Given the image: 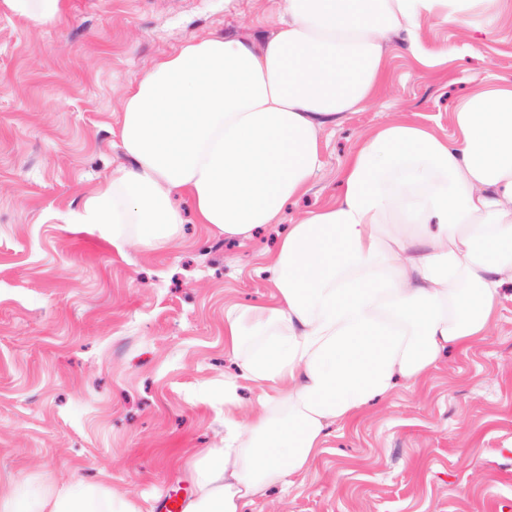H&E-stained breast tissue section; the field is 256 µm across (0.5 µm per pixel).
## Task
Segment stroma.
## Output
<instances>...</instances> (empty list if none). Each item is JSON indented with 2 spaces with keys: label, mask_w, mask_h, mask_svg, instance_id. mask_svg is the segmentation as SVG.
<instances>
[{
  "label": "stroma",
  "mask_w": 512,
  "mask_h": 512,
  "mask_svg": "<svg viewBox=\"0 0 512 512\" xmlns=\"http://www.w3.org/2000/svg\"><path fill=\"white\" fill-rule=\"evenodd\" d=\"M66 4L44 27L0 13V496L81 480L158 512L194 493L183 458L222 443L224 406L203 389L235 370L224 313L266 300L261 255L287 226L228 238L185 200L174 246L120 252L67 214L125 164L122 98L150 64L192 37L266 30L277 0ZM422 40L456 59L425 71L395 51L376 100L325 135L323 167L288 217L336 195L377 125L449 130L462 96L512 78V22L429 25ZM244 512H512V302L489 339L331 428L311 475Z\"/></svg>",
  "instance_id": "1"
}]
</instances>
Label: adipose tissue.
<instances>
[{"label": "adipose tissue", "mask_w": 512, "mask_h": 512, "mask_svg": "<svg viewBox=\"0 0 512 512\" xmlns=\"http://www.w3.org/2000/svg\"><path fill=\"white\" fill-rule=\"evenodd\" d=\"M65 0H0L42 27ZM266 31L185 41L123 97L128 164L82 198L73 221L162 248L186 197L198 223L229 238L282 220L322 166V135L373 102L401 45L431 68L457 55L421 41L424 25L477 30L512 20V0H278ZM452 134L394 119L345 160L336 197L294 219L272 255L274 300L236 306L224 346L237 360L224 445L187 466L184 512H243L269 487L306 476L325 430L355 420L443 354L489 335L512 294V79L470 92ZM259 410L237 411L240 388ZM0 512H137L80 483L0 500Z\"/></svg>", "instance_id": "1"}]
</instances>
